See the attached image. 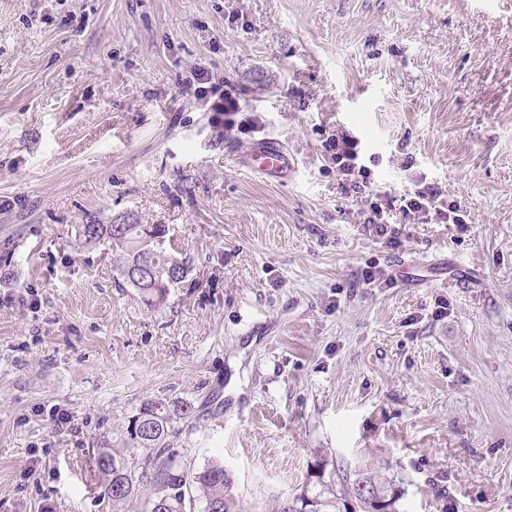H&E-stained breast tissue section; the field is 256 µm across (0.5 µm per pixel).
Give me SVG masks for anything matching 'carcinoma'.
<instances>
[{
	"instance_id": "cac0c4a2",
	"label": "carcinoma",
	"mask_w": 512,
	"mask_h": 512,
	"mask_svg": "<svg viewBox=\"0 0 512 512\" xmlns=\"http://www.w3.org/2000/svg\"><path fill=\"white\" fill-rule=\"evenodd\" d=\"M81 243L92 245L108 240L120 252L118 274L136 288L153 306L164 302L169 290L187 276L189 266L172 257L165 247L167 229L163 224H125L119 232L111 224H81ZM151 238L156 282L140 285L129 272L143 240ZM196 408L188 400L149 399L130 417L121 447L103 439L90 460L93 476L99 478L100 493L112 500V512H123L130 502L138 512H246L235 494L233 473L219 460L200 467L182 459L174 447L179 426L195 418ZM373 489L370 497L361 484ZM403 493L380 467L373 466L336 478L325 460L314 462L310 478L300 493L280 498L271 512H400Z\"/></svg>"
}]
</instances>
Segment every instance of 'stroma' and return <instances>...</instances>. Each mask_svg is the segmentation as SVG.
I'll return each instance as SVG.
<instances>
[{"label":"stroma","mask_w":512,"mask_h":512,"mask_svg":"<svg viewBox=\"0 0 512 512\" xmlns=\"http://www.w3.org/2000/svg\"><path fill=\"white\" fill-rule=\"evenodd\" d=\"M200 66L236 130L181 94ZM340 129L466 228L369 235ZM264 137L287 178L240 164ZM90 220L166 225L189 275L150 307ZM154 398L194 401L175 448L250 512L318 456L402 512H512V0H0V512H112L89 461Z\"/></svg>","instance_id":"stroma-1"}]
</instances>
